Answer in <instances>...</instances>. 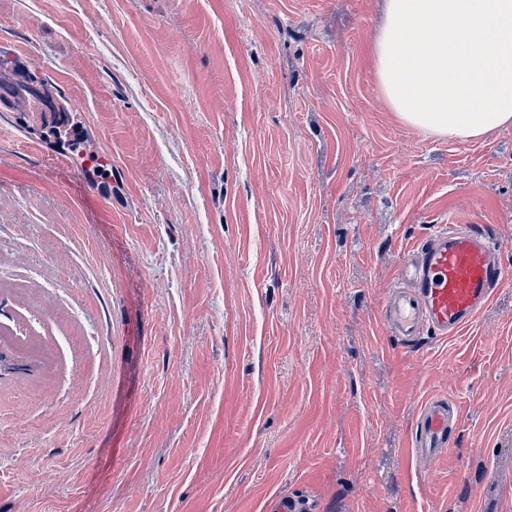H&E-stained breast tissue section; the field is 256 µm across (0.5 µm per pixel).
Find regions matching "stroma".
Returning a JSON list of instances; mask_svg holds the SVG:
<instances>
[{
  "mask_svg": "<svg viewBox=\"0 0 512 512\" xmlns=\"http://www.w3.org/2000/svg\"><path fill=\"white\" fill-rule=\"evenodd\" d=\"M383 0H0V58L67 98L106 197L0 112V512H512V283L411 348L406 246L487 226L512 268V126L403 124ZM459 412L434 463L422 403Z\"/></svg>",
  "mask_w": 512,
  "mask_h": 512,
  "instance_id": "35a3bbf8",
  "label": "stroma"
}]
</instances>
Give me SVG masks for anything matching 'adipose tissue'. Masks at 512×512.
<instances>
[{"mask_svg": "<svg viewBox=\"0 0 512 512\" xmlns=\"http://www.w3.org/2000/svg\"><path fill=\"white\" fill-rule=\"evenodd\" d=\"M372 55L391 111L423 135L512 125V0H385Z\"/></svg>", "mask_w": 512, "mask_h": 512, "instance_id": "obj_1", "label": "adipose tissue"}]
</instances>
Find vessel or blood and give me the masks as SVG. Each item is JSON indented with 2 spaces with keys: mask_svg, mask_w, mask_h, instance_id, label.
<instances>
[{
  "mask_svg": "<svg viewBox=\"0 0 512 512\" xmlns=\"http://www.w3.org/2000/svg\"><path fill=\"white\" fill-rule=\"evenodd\" d=\"M409 260L389 289L384 324L397 342L409 345L422 336L448 338L473 323L497 290L512 279L485 227L448 224L414 244ZM458 425L452 402L426 401L411 443L413 454L432 462L452 449Z\"/></svg>",
  "mask_w": 512,
  "mask_h": 512,
  "instance_id": "vessel-or-blood-1",
  "label": "vessel or blood"
}]
</instances>
